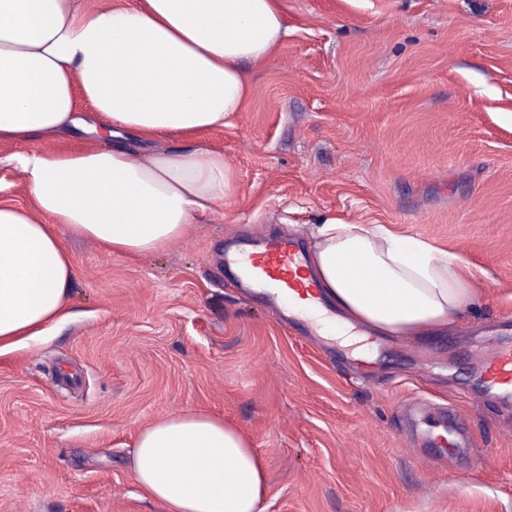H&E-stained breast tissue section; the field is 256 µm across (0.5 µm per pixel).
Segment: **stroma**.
<instances>
[{
	"label": "stroma",
	"mask_w": 512,
	"mask_h": 512,
	"mask_svg": "<svg viewBox=\"0 0 512 512\" xmlns=\"http://www.w3.org/2000/svg\"><path fill=\"white\" fill-rule=\"evenodd\" d=\"M285 4L241 111L159 142L223 152L231 195L142 256L65 232L69 319L0 355V512H166L131 454L188 408L263 457L262 512H512V406L480 382L512 339V0ZM104 142L1 141L0 202L29 204L17 156ZM330 216L466 257L481 303L444 333L369 337L362 359L224 267L232 229L307 251Z\"/></svg>",
	"instance_id": "1"
}]
</instances>
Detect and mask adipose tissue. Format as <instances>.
<instances>
[{
  "mask_svg": "<svg viewBox=\"0 0 512 512\" xmlns=\"http://www.w3.org/2000/svg\"><path fill=\"white\" fill-rule=\"evenodd\" d=\"M282 0H0V140L57 139L82 126L84 98L114 137L223 127L240 111L248 66L287 36ZM31 205H0V352L62 321L75 230L130 256L182 236L232 190L222 152L148 154L118 146L21 156ZM304 267L336 307L324 336H421L457 325L480 290L467 260L383 224L326 218ZM137 483L166 512H261L265 466L223 417L194 409L139 431Z\"/></svg>",
  "mask_w": 512,
  "mask_h": 512,
  "instance_id": "1",
  "label": "adipose tissue"
}]
</instances>
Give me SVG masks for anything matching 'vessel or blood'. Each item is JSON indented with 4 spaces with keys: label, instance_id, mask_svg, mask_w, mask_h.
<instances>
[{
    "label": "vessel or blood",
    "instance_id": "obj_1",
    "mask_svg": "<svg viewBox=\"0 0 512 512\" xmlns=\"http://www.w3.org/2000/svg\"><path fill=\"white\" fill-rule=\"evenodd\" d=\"M303 262L300 245L286 237L240 249L225 259L226 265L234 267L241 278L263 289L280 313L289 306L314 312L325 305L318 285L312 279L301 278ZM481 378L488 393L502 402L512 401V343L495 345L486 353Z\"/></svg>",
    "mask_w": 512,
    "mask_h": 512
}]
</instances>
